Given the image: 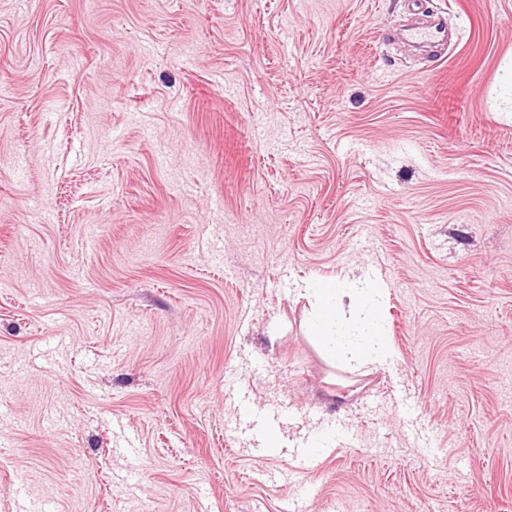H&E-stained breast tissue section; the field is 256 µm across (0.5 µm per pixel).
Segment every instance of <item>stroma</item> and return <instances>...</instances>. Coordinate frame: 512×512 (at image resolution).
<instances>
[{"label": "stroma", "mask_w": 512, "mask_h": 512, "mask_svg": "<svg viewBox=\"0 0 512 512\" xmlns=\"http://www.w3.org/2000/svg\"><path fill=\"white\" fill-rule=\"evenodd\" d=\"M0 0V512H283L224 376L338 427L305 512H512V0ZM382 290L386 362L312 334ZM409 37L423 43H435L447 40L448 31L444 23L434 22L425 26L413 27L409 30Z\"/></svg>", "instance_id": "obj_1"}]
</instances>
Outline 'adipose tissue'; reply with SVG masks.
Here are the masks:
<instances>
[{"instance_id":"1","label":"adipose tissue","mask_w":512,"mask_h":512,"mask_svg":"<svg viewBox=\"0 0 512 512\" xmlns=\"http://www.w3.org/2000/svg\"><path fill=\"white\" fill-rule=\"evenodd\" d=\"M309 292L319 309L315 336L328 354L348 361L386 359L387 349L377 318L379 288L353 278L339 284L316 283ZM345 299L352 306V315L347 319L339 313L340 303Z\"/></svg>"}]
</instances>
